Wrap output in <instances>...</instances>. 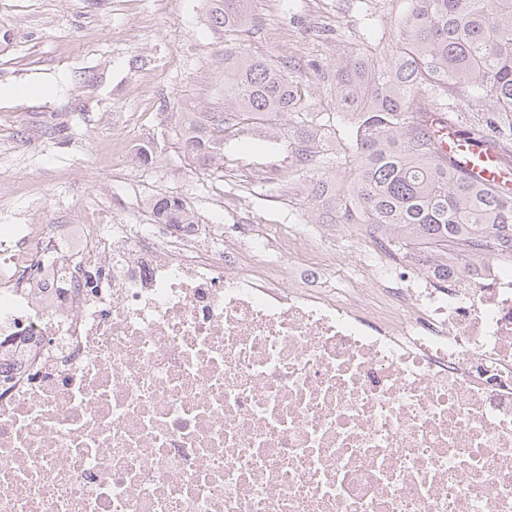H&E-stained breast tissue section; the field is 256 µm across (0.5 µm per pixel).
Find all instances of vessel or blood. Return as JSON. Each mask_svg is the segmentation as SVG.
Listing matches in <instances>:
<instances>
[{
    "mask_svg": "<svg viewBox=\"0 0 512 512\" xmlns=\"http://www.w3.org/2000/svg\"><path fill=\"white\" fill-rule=\"evenodd\" d=\"M442 148L474 181L496 186L512 184V162L503 157L494 142L464 133L452 124Z\"/></svg>",
    "mask_w": 512,
    "mask_h": 512,
    "instance_id": "1",
    "label": "vessel or blood"
}]
</instances>
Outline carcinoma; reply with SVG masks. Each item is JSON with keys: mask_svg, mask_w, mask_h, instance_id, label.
Returning a JSON list of instances; mask_svg holds the SVG:
<instances>
[{"mask_svg": "<svg viewBox=\"0 0 512 512\" xmlns=\"http://www.w3.org/2000/svg\"><path fill=\"white\" fill-rule=\"evenodd\" d=\"M248 0H207L210 25L234 36L250 24ZM391 58L352 49L311 60L298 80L287 66L224 52V110L202 112L179 130L188 156L208 166L221 156L224 129H277L288 119L293 164L315 202L313 224H364L395 251L436 248L433 271L448 275L454 250L494 237L512 249V191L477 184L444 157L433 114L468 93L480 103L471 132L512 141V0H408ZM336 87L332 111H310L309 89ZM330 138L350 180L317 161ZM162 224H197L182 199L147 202Z\"/></svg>", "mask_w": 512, "mask_h": 512, "instance_id": "carcinoma-1", "label": "carcinoma"}]
</instances>
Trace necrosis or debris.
Wrapping results in <instances>:
<instances>
[{
  "label": "necrosis or debris",
  "mask_w": 512,
  "mask_h": 512,
  "mask_svg": "<svg viewBox=\"0 0 512 512\" xmlns=\"http://www.w3.org/2000/svg\"><path fill=\"white\" fill-rule=\"evenodd\" d=\"M274 243L1 224L0 512H512V255L343 301Z\"/></svg>",
  "instance_id": "obj_1"
}]
</instances>
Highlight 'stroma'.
Here are the masks:
<instances>
[{
  "instance_id": "stroma-1",
  "label": "stroma",
  "mask_w": 512,
  "mask_h": 512,
  "mask_svg": "<svg viewBox=\"0 0 512 512\" xmlns=\"http://www.w3.org/2000/svg\"><path fill=\"white\" fill-rule=\"evenodd\" d=\"M235 38L209 27L205 0H0V224H136L155 193L180 197L203 224L315 232L314 202L285 139L229 129L224 158L191 163L185 111L224 106V52L273 58L300 77L308 61L389 54L406 0H251ZM39 86L19 99L10 87ZM152 153L135 160L139 147ZM362 248L336 240L319 286L363 287Z\"/></svg>"
}]
</instances>
